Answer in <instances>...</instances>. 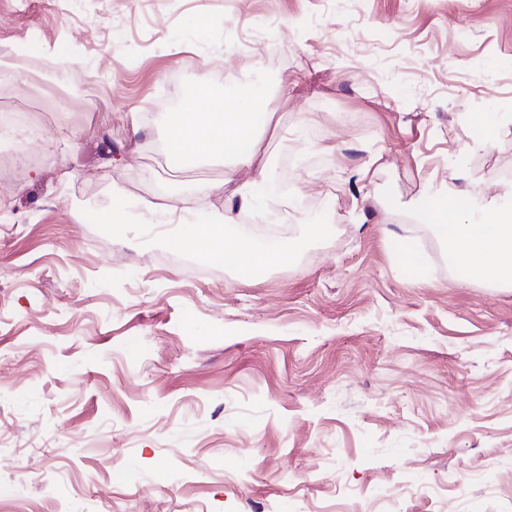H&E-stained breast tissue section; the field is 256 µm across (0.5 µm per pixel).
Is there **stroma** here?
<instances>
[{
	"label": "stroma",
	"mask_w": 512,
	"mask_h": 512,
	"mask_svg": "<svg viewBox=\"0 0 512 512\" xmlns=\"http://www.w3.org/2000/svg\"><path fill=\"white\" fill-rule=\"evenodd\" d=\"M17 56L0 106L34 125L0 135V512H366L380 490L512 512V288L449 270L424 213L431 186L512 201V0H0ZM255 76L259 158L290 190L224 234L268 222L295 254L251 275L138 220L174 178L163 113ZM255 176L184 178L223 182L220 210ZM98 223L111 234H123L126 230V206L121 197H116L112 206L98 215Z\"/></svg>",
	"instance_id": "1"
}]
</instances>
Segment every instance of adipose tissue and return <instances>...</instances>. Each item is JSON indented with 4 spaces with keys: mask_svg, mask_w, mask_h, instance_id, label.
<instances>
[{
    "mask_svg": "<svg viewBox=\"0 0 512 512\" xmlns=\"http://www.w3.org/2000/svg\"><path fill=\"white\" fill-rule=\"evenodd\" d=\"M165 159L170 168L182 169L192 162L209 157L233 160L236 167L250 168L256 162L257 141L254 129L270 124L272 113L265 110V97L257 83H250L235 105H227L214 96L208 86H198L178 112L168 113ZM434 228L443 237L455 264L468 277L488 276L512 284V212L487 204L470 195L469 200L482 212L481 223L467 219L466 207L452 204L447 194L428 192ZM193 192L170 193L161 204H147L144 223L163 219L181 225L172 240L181 250L200 252L235 267L287 264L293 251L288 243L259 251L247 240L230 242L224 238L229 215L216 212L200 216Z\"/></svg>",
    "mask_w": 512,
    "mask_h": 512,
    "instance_id": "1",
    "label": "adipose tissue"
}]
</instances>
